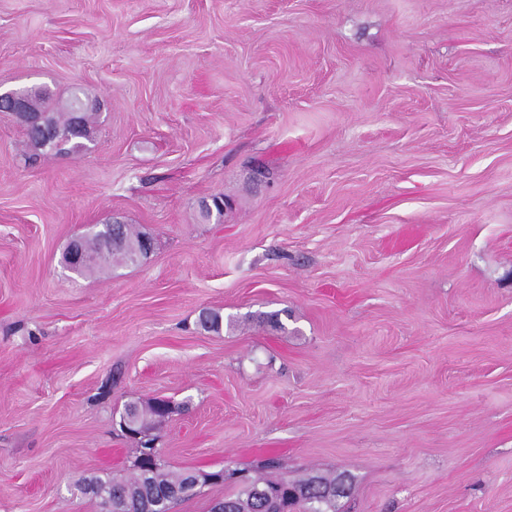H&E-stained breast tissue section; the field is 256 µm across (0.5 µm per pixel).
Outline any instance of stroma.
<instances>
[{
    "label": "stroma",
    "mask_w": 512,
    "mask_h": 512,
    "mask_svg": "<svg viewBox=\"0 0 512 512\" xmlns=\"http://www.w3.org/2000/svg\"><path fill=\"white\" fill-rule=\"evenodd\" d=\"M0 89L98 116L0 112V512H97L155 398L173 471L512 512V0H0ZM110 218L151 251L67 270ZM26 91L29 95L31 108L37 112H32L29 109L26 98L20 90H9L3 93L0 91V112H9L15 116H19L31 127L40 126L42 121L41 115L39 114L40 112L51 130L57 132L61 137L67 138L59 148L44 146L27 130L26 134L32 146L47 150L55 155H69L85 148V144L81 140H90L92 127L95 123V113L91 112L89 115L88 112H83V131L82 134L79 135L71 128V109L74 106L82 104V101L78 97L71 99V102L67 106L58 108L56 112H50L46 96L42 92L28 89H26ZM156 404L153 405H141L138 403H129L125 406V414L136 419L135 429L148 435L156 428L157 425L162 423L169 416L166 404L162 399L154 401ZM131 418V422H135Z\"/></svg>",
    "instance_id": "obj_1"
}]
</instances>
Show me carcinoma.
<instances>
[{"mask_svg": "<svg viewBox=\"0 0 512 512\" xmlns=\"http://www.w3.org/2000/svg\"><path fill=\"white\" fill-rule=\"evenodd\" d=\"M30 106L42 114L48 127L64 137L61 147L44 146L33 136H28L30 144L45 149L56 155H69L85 148L84 141L91 138L95 123V113H83L82 134L71 128V109L81 100L77 97L71 102L52 112L46 96L36 90L28 91ZM122 239L118 244L107 247L102 241V234H96L83 240V251L87 263L80 274L93 271L102 261L113 259L117 263H136L147 255L143 250L144 242L149 237L137 232L129 224H119ZM125 414L136 419L135 429L146 435L169 416L166 404L159 399L154 405L129 403ZM190 473L174 474L163 469L158 458L137 455L133 463V473L127 478L93 477L89 482L96 491L91 498L97 502L100 512H105L107 502L123 506V512H160L161 506L172 509L184 500L186 495L178 494L189 480ZM342 488L336 485V479L323 476H308L288 481L282 477L258 475L248 477L239 491L230 497L217 501L210 512H334L336 496Z\"/></svg>", "mask_w": 512, "mask_h": 512, "instance_id": "carcinoma-1", "label": "carcinoma"}]
</instances>
